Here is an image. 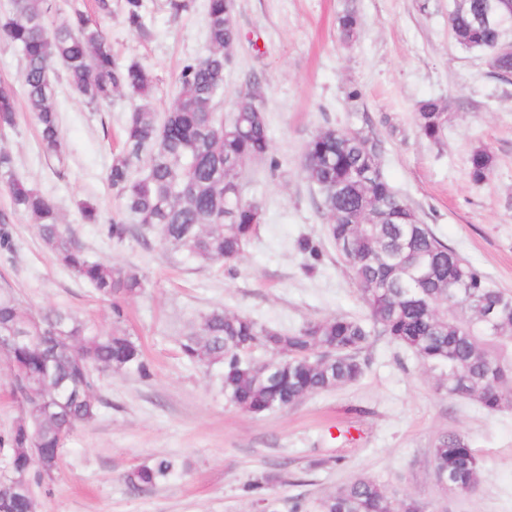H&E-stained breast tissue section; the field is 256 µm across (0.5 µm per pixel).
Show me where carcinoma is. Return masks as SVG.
<instances>
[{"mask_svg": "<svg viewBox=\"0 0 512 512\" xmlns=\"http://www.w3.org/2000/svg\"><path fill=\"white\" fill-rule=\"evenodd\" d=\"M207 55L185 63L172 108L159 115L150 99L156 77L139 62L120 63L104 26L81 5H69L56 22L55 0H8L0 10V39L21 53V82L29 112L48 156H60L64 142L54 104L53 80L62 67L78 96L88 104L127 94L140 101L125 118L121 146L112 155L108 181L121 211L104 222L97 209L81 206L84 223L100 224L115 245L134 229L159 234L185 262L231 264L263 224L262 207L242 198L247 162L268 161L275 170L259 82L245 81L233 112L224 117L218 95L224 90L228 51L238 41L235 0H206ZM127 28L147 36L144 0H124ZM352 7L336 17L339 37L359 33ZM449 26L455 40L484 52L512 41V0H454ZM493 73L512 74V54L488 58ZM450 120L438 98L420 101L414 121L419 134L440 141ZM15 90L0 81V133L17 127ZM382 141L363 129H320L306 143L301 170L327 217V237L347 264L368 322L346 315L310 320L283 331L224 309H213L180 338L182 356L193 363L219 364L228 400L241 411L261 415L304 397L357 382L364 374L358 354L374 336L410 350L425 365L442 366L446 393L479 404L489 413L512 406V294L496 287L425 224L416 209L388 182ZM474 183L493 171L489 147L469 157ZM0 184L10 205L0 208V256L15 251L13 224L19 214L35 219L41 240L77 279L111 304L112 331L100 333L58 308L33 312L7 283L0 285V332L27 336L5 359L15 394L27 416L4 437L6 470L0 474V504L8 512H37L32 486L50 481L59 467L64 441L95 418L99 397L94 371L152 377L141 345L123 327V301L142 292L146 276L134 266L102 263L88 255L60 222L55 205L15 170L12 153L0 147ZM275 354L258 362L253 352ZM40 439L34 460L28 437ZM435 475L448 492L468 495L479 483L480 461L464 436L450 431L432 449ZM175 462L161 458L125 475L134 490L167 479ZM277 476L263 474L247 484L264 495ZM319 512H425L406 495H388L367 477H355L318 504Z\"/></svg>", "mask_w": 512, "mask_h": 512, "instance_id": "carcinoma-1", "label": "carcinoma"}]
</instances>
